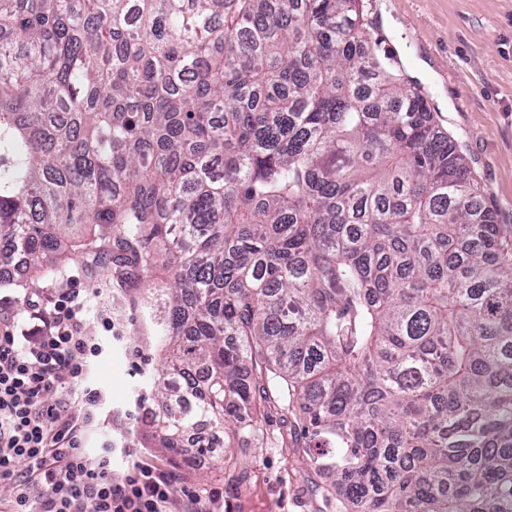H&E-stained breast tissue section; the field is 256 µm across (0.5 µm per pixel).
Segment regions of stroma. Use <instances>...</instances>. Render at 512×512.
I'll return each mask as SVG.
<instances>
[{
	"label": "stroma",
	"mask_w": 512,
	"mask_h": 512,
	"mask_svg": "<svg viewBox=\"0 0 512 512\" xmlns=\"http://www.w3.org/2000/svg\"><path fill=\"white\" fill-rule=\"evenodd\" d=\"M367 26L386 40L409 79L429 95L435 120L458 142L496 221L512 226V0H364ZM18 276L0 277V298L11 297L9 316L28 324L23 298L49 311L59 295L79 294L84 333L102 352L88 373L101 396L99 426L91 444L112 447V476L124 480L135 463L175 472L172 512H187V494L223 496L224 512H343L328 476L314 472L293 415L271 401L254 437L233 444L237 469L224 473L205 466H181L146 436L152 401L149 379L163 362L141 303L144 278L125 285L112 267L89 265L76 255L61 273L21 286ZM111 314L113 329L101 325Z\"/></svg>",
	"instance_id": "stroma-1"
}]
</instances>
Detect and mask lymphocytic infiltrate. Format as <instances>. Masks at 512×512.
Segmentation results:
<instances>
[{"instance_id": "1", "label": "lymphocytic infiltrate", "mask_w": 512, "mask_h": 512, "mask_svg": "<svg viewBox=\"0 0 512 512\" xmlns=\"http://www.w3.org/2000/svg\"><path fill=\"white\" fill-rule=\"evenodd\" d=\"M83 308L64 293L33 328L0 319V485L13 490L0 512H170L171 474L138 466L118 482L109 454L84 446L96 401L84 378L99 347L82 334Z\"/></svg>"}]
</instances>
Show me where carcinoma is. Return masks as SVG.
I'll return each mask as SVG.
<instances>
[{
  "mask_svg": "<svg viewBox=\"0 0 512 512\" xmlns=\"http://www.w3.org/2000/svg\"><path fill=\"white\" fill-rule=\"evenodd\" d=\"M362 8L0 0V256L174 281L170 455L275 398L348 512H512V229Z\"/></svg>",
  "mask_w": 512,
  "mask_h": 512,
  "instance_id": "carcinoma-1",
  "label": "carcinoma"
}]
</instances>
